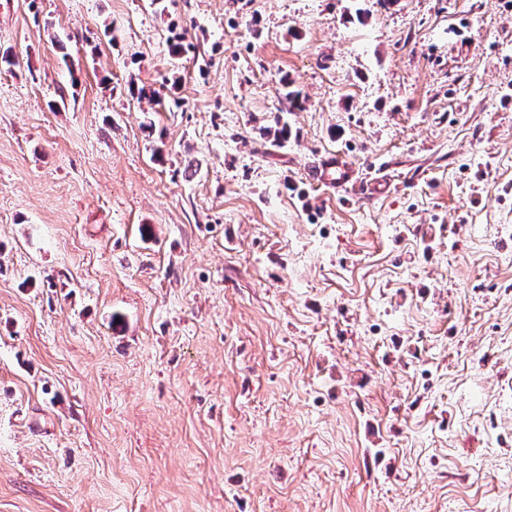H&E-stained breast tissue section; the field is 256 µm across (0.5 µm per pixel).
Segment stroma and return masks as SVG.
<instances>
[{"label":"stroma","instance_id":"stroma-1","mask_svg":"<svg viewBox=\"0 0 512 512\" xmlns=\"http://www.w3.org/2000/svg\"><path fill=\"white\" fill-rule=\"evenodd\" d=\"M4 54L0 512H512V0H0ZM306 179L312 184L334 190H355L360 183L356 170L338 152L327 159L311 163L306 170Z\"/></svg>","mask_w":512,"mask_h":512}]
</instances>
